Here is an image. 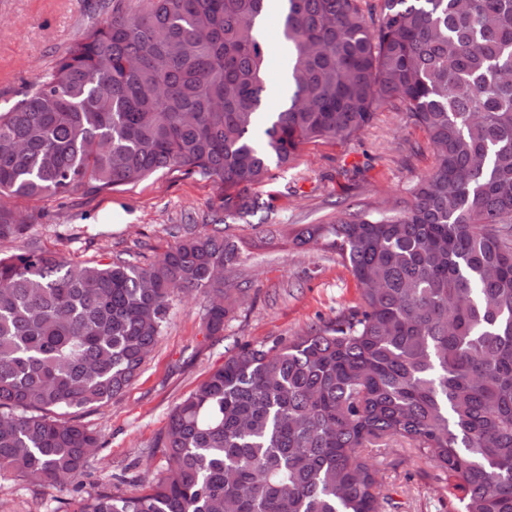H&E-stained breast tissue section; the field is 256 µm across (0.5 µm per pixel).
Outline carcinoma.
Listing matches in <instances>:
<instances>
[{
	"instance_id": "1",
	"label": "carcinoma",
	"mask_w": 512,
	"mask_h": 512,
	"mask_svg": "<svg viewBox=\"0 0 512 512\" xmlns=\"http://www.w3.org/2000/svg\"><path fill=\"white\" fill-rule=\"evenodd\" d=\"M269 0H102L24 98L0 112V196H95L159 172L213 180L224 215L300 147L359 135L383 105L433 154L410 197L294 230L339 253L357 308L240 346L170 412L165 474L54 512H386L370 453L408 446L452 512H512V0H281L288 96L262 112ZM24 222L0 209V242ZM241 260L183 224L153 261L0 255V471L78 486L99 435L68 418L123 393L176 292L216 301Z\"/></svg>"
}]
</instances>
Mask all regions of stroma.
I'll use <instances>...</instances> for the list:
<instances>
[{
	"label": "stroma",
	"instance_id": "obj_1",
	"mask_svg": "<svg viewBox=\"0 0 512 512\" xmlns=\"http://www.w3.org/2000/svg\"><path fill=\"white\" fill-rule=\"evenodd\" d=\"M99 4L0 0V111L20 100L74 36L97 20ZM432 163L423 132L385 107L357 138L307 144L291 168H272L250 188L265 209L242 220L225 218L212 181L180 171L160 172L95 197L6 200L7 210L28 227L17 242L0 243V253L36 245L75 261L107 262L129 250L147 261L172 244L174 225H193L195 234L205 236L215 219H225V235L244 248L235 278L247 284L236 294L219 336L205 329L202 295L177 294L169 325L137 381L111 402L76 414L102 442L82 486L35 489L1 474L0 501L7 512H53L58 498L84 496L102 485L118 488L134 475L148 480L164 473L167 462L157 441L170 412L231 350L288 341L358 303L359 286L341 257L295 247L293 229L335 223L348 204L407 197ZM389 458L394 465L380 476L392 512H448V484L430 463L399 444Z\"/></svg>",
	"mask_w": 512,
	"mask_h": 512
}]
</instances>
